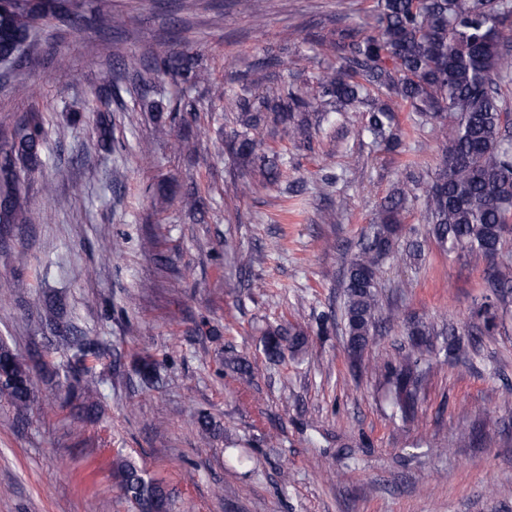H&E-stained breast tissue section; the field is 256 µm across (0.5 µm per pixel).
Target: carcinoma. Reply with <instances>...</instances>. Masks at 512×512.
Here are the masks:
<instances>
[{
	"label": "carcinoma",
	"mask_w": 512,
	"mask_h": 512,
	"mask_svg": "<svg viewBox=\"0 0 512 512\" xmlns=\"http://www.w3.org/2000/svg\"><path fill=\"white\" fill-rule=\"evenodd\" d=\"M0 6V62L17 59L34 41L38 27L52 22L75 30L87 23L118 29L117 12L86 16L81 0H15ZM312 47L336 55V66L310 83L291 80L266 91L256 103L246 89L208 82L195 70V59L171 51L151 61L130 57L112 77V95L133 74L142 112L163 111L154 97L157 83L168 76L193 86L205 84L210 98L227 103L230 127L224 130L228 152L248 168V179L236 186L241 195L257 187L282 192L288 156L276 151L257 158L261 130L281 132L295 146L311 147L313 135L333 112H359L356 138L396 152L402 147L399 121L388 104L409 106L414 123L442 144L440 161L431 172L408 164L378 206L361 235L358 251L343 270L342 319L350 360L362 361L374 342L380 319L379 280L386 260L416 263L423 242H401L403 219L418 214L427 234L446 252L466 250L486 261L485 280L493 299L482 302L477 315L486 330L495 326V304H512V261L501 259L512 234V110L503 88L512 81V0H375L370 22L345 25L336 37L313 35ZM48 130L40 121L22 120L7 137L0 136V224H29L21 203L22 177L42 164ZM45 324L57 339L86 358L97 356L98 343L86 336H63V308L55 305ZM407 345L400 359L385 366L393 405L404 420L417 411L428 368L427 357L443 351L450 358L467 355L468 342L455 329L437 331L422 321L406 328ZM308 341L298 325L268 329L261 339L271 363L285 352L296 354ZM34 373L0 343V397L17 410L27 408ZM112 474L136 512H170V495L145 477L134 461L117 457Z\"/></svg>",
	"instance_id": "1"
}]
</instances>
